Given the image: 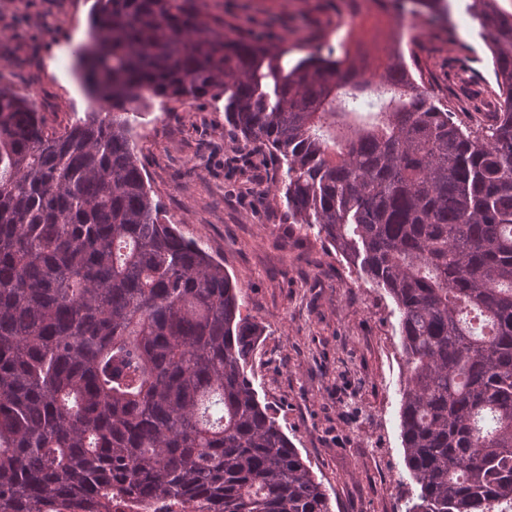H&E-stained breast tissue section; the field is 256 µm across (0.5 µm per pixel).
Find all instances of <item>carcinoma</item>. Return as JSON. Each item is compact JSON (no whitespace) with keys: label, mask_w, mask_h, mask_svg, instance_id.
<instances>
[{"label":"carcinoma","mask_w":512,"mask_h":512,"mask_svg":"<svg viewBox=\"0 0 512 512\" xmlns=\"http://www.w3.org/2000/svg\"><path fill=\"white\" fill-rule=\"evenodd\" d=\"M389 5L455 30L447 0ZM465 10L498 98L473 125L399 54L376 83L346 51L287 69L192 0H95L76 63L99 109L62 133L0 88V512H331L245 371L241 286L137 157L139 107L205 96L274 160L288 218L397 307L405 512H512V0Z\"/></svg>","instance_id":"cac0c4a2"}]
</instances>
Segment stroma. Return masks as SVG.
Masks as SVG:
<instances>
[{
	"label": "stroma",
	"instance_id": "1",
	"mask_svg": "<svg viewBox=\"0 0 512 512\" xmlns=\"http://www.w3.org/2000/svg\"><path fill=\"white\" fill-rule=\"evenodd\" d=\"M94 0H0V86L34 103L47 131L84 119L91 102L72 57L89 38ZM224 34L285 49V66L348 46L366 73L392 48L383 14L336 12V0H196ZM460 41L416 19L403 49L411 70L449 104L496 88L480 29L453 0ZM147 187L181 234L221 261L264 329L248 372L261 401L323 482L332 512H404L409 480L400 439L405 383L398 313L327 241L299 229L270 190L264 150L233 136L223 102L150 101L135 129ZM351 392L356 402L344 404Z\"/></svg>",
	"mask_w": 512,
	"mask_h": 512
}]
</instances>
